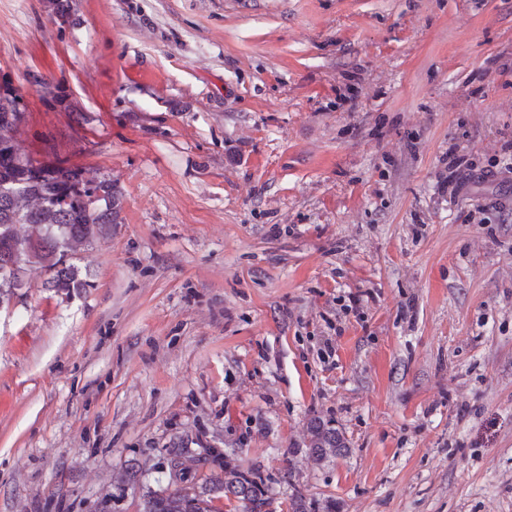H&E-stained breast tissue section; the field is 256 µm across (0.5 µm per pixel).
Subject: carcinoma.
Segmentation results:
<instances>
[{
    "instance_id": "carcinoma-1",
    "label": "carcinoma",
    "mask_w": 512,
    "mask_h": 512,
    "mask_svg": "<svg viewBox=\"0 0 512 512\" xmlns=\"http://www.w3.org/2000/svg\"><path fill=\"white\" fill-rule=\"evenodd\" d=\"M17 89L0 88V301L26 286L28 270L45 275L44 287L57 292L87 288L90 282L75 263L78 251L108 234L114 224L112 179L85 168L47 167L14 152L12 132L25 114ZM341 451L333 429L317 433L311 448L317 460ZM196 462L210 469L188 479L185 456L167 463V489L144 512H218L214 502L234 498L245 512H270L271 492L257 468L241 469L229 458L220 462L208 451Z\"/></svg>"
}]
</instances>
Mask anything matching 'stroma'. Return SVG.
I'll list each match as a JSON object with an SVG mask.
<instances>
[{"instance_id": "35a3bbf8", "label": "stroma", "mask_w": 512, "mask_h": 512, "mask_svg": "<svg viewBox=\"0 0 512 512\" xmlns=\"http://www.w3.org/2000/svg\"><path fill=\"white\" fill-rule=\"evenodd\" d=\"M5 84L117 217L0 312V512H142L183 448L274 512H512V188H437L512 135V0H0ZM341 439L336 430L328 429L325 432H318L311 448V453L316 460L327 455L336 454L343 448L340 447Z\"/></svg>"}]
</instances>
